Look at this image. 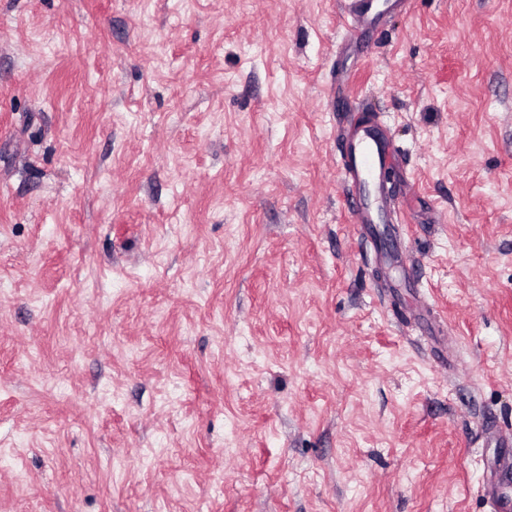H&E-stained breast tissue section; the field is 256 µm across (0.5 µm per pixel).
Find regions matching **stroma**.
Instances as JSON below:
<instances>
[{
	"label": "stroma",
	"instance_id": "obj_1",
	"mask_svg": "<svg viewBox=\"0 0 512 512\" xmlns=\"http://www.w3.org/2000/svg\"><path fill=\"white\" fill-rule=\"evenodd\" d=\"M0 0V512H491L512 0ZM356 106L334 111L331 85ZM375 118L379 261L336 140ZM379 0H343L344 14L351 19L347 25L349 39L360 51L367 54L378 35L380 13L373 2Z\"/></svg>",
	"mask_w": 512,
	"mask_h": 512
}]
</instances>
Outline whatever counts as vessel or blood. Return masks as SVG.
<instances>
[{
    "label": "vessel or blood",
    "instance_id": "b4317fda",
    "mask_svg": "<svg viewBox=\"0 0 512 512\" xmlns=\"http://www.w3.org/2000/svg\"><path fill=\"white\" fill-rule=\"evenodd\" d=\"M374 0H343L349 18V39L360 51L368 53L379 27V12ZM396 147L378 122L349 129L340 139L343 177L349 187V207L354 223L378 225L392 223L401 203L391 181L384 176L387 162L394 158ZM499 471L487 484L493 512H512V457L503 456Z\"/></svg>",
    "mask_w": 512,
    "mask_h": 512
}]
</instances>
